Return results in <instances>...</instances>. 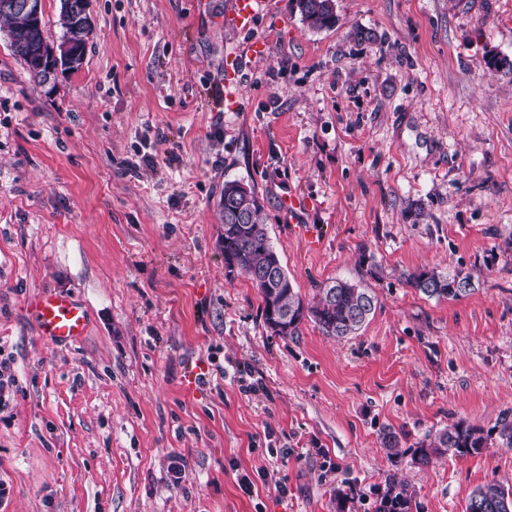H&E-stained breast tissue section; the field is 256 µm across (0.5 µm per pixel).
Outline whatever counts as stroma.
I'll return each mask as SVG.
<instances>
[{
  "mask_svg": "<svg viewBox=\"0 0 512 512\" xmlns=\"http://www.w3.org/2000/svg\"><path fill=\"white\" fill-rule=\"evenodd\" d=\"M232 2L91 0L82 66L45 84L0 33V512H375L392 480L417 512H463L512 488L501 444L412 461L512 410V78L489 66L512 58V0H336L320 31L291 0L233 29ZM229 180L303 299L335 279L376 295L358 335L267 329L226 276ZM424 266L474 288L426 297ZM45 288L87 304L81 346L40 336L25 304ZM491 434H484L481 428L458 422L452 427L427 434L413 451L415 464L428 466L448 453L465 456L480 453L483 448L493 445ZM464 512H512V490L496 482L478 487L470 495Z\"/></svg>",
  "mask_w": 512,
  "mask_h": 512,
  "instance_id": "obj_1",
  "label": "stroma"
}]
</instances>
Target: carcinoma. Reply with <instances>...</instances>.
Masks as SVG:
<instances>
[{"instance_id": "carcinoma-1", "label": "carcinoma", "mask_w": 512, "mask_h": 512, "mask_svg": "<svg viewBox=\"0 0 512 512\" xmlns=\"http://www.w3.org/2000/svg\"><path fill=\"white\" fill-rule=\"evenodd\" d=\"M60 0V25L64 31L54 65L60 71L73 70L72 58L83 60L90 30L69 22V3ZM304 23L311 30H322L336 23L333 0H292ZM0 21L8 32L12 53L36 78L44 79L48 57L40 53L45 40L43 19L28 14L0 10ZM224 267L227 276L243 274L252 281L261 297L262 315L267 328L278 336H297L299 327L310 320L327 336H355L368 322L377 299L367 288L347 280L328 281L305 301L295 291L280 255L273 246L262 218V208L255 190L237 181L224 183ZM241 207L247 209L245 226L233 223L229 214ZM417 290L428 298L454 300L469 292L471 276L461 270L443 273L435 268H422L410 275ZM497 438L512 447V412L497 420ZM493 445L492 435L478 427L459 422L449 428L429 433L413 451L416 464L427 466L449 454H478ZM412 497L403 487L390 483L381 497L376 512H411ZM464 512H512V490L496 482L487 483L472 492Z\"/></svg>"}]
</instances>
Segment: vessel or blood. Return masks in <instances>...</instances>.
Instances as JSON below:
<instances>
[{
	"mask_svg": "<svg viewBox=\"0 0 512 512\" xmlns=\"http://www.w3.org/2000/svg\"><path fill=\"white\" fill-rule=\"evenodd\" d=\"M263 0H234L227 18L235 26L252 25ZM30 307L39 332L46 341L60 346H75L85 339L89 323L87 306L66 293L45 290L35 295Z\"/></svg>",
	"mask_w": 512,
	"mask_h": 512,
	"instance_id": "obj_1",
	"label": "vessel or blood"
}]
</instances>
